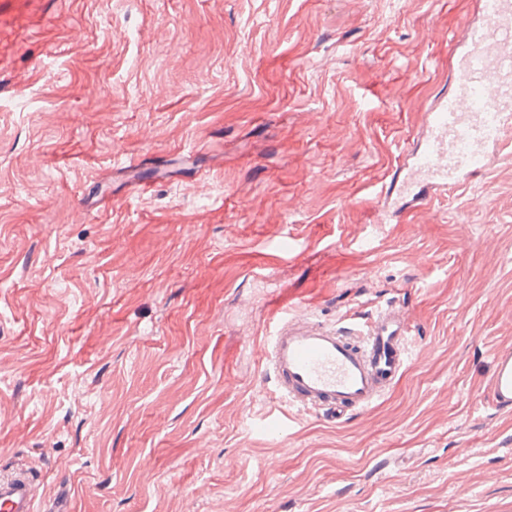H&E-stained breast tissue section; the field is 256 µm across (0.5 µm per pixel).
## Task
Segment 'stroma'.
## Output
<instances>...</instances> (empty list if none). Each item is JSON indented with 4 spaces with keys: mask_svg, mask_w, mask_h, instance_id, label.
Returning a JSON list of instances; mask_svg holds the SVG:
<instances>
[{
    "mask_svg": "<svg viewBox=\"0 0 512 512\" xmlns=\"http://www.w3.org/2000/svg\"><path fill=\"white\" fill-rule=\"evenodd\" d=\"M481 18L0 0V469L73 512H512L486 392L512 351V123L475 178L389 189ZM288 304L400 309L408 369L343 424L289 406L261 367Z\"/></svg>",
    "mask_w": 512,
    "mask_h": 512,
    "instance_id": "stroma-1",
    "label": "stroma"
}]
</instances>
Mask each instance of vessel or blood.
<instances>
[{
    "label": "vessel or blood",
    "instance_id": "1",
    "mask_svg": "<svg viewBox=\"0 0 512 512\" xmlns=\"http://www.w3.org/2000/svg\"><path fill=\"white\" fill-rule=\"evenodd\" d=\"M454 67L455 84L426 112L425 147L410 166L436 190L477 173L496 139L494 121L512 116V0H485L483 21L468 27ZM411 343L409 321L387 310L352 328L318 324L294 310L268 336L263 362L289 404L343 423L396 384ZM488 397L497 408H512V352L495 356ZM37 486L28 469L0 471V512H38Z\"/></svg>",
    "mask_w": 512,
    "mask_h": 512
}]
</instances>
